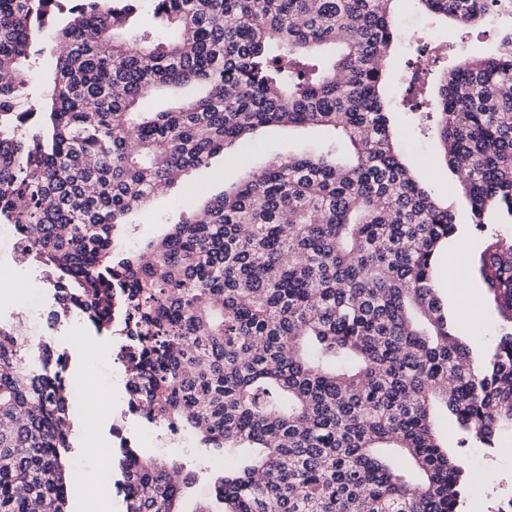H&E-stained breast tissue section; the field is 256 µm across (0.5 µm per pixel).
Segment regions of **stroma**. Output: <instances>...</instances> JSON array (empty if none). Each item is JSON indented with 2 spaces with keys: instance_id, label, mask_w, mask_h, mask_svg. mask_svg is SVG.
Here are the masks:
<instances>
[{
  "instance_id": "obj_1",
  "label": "stroma",
  "mask_w": 512,
  "mask_h": 512,
  "mask_svg": "<svg viewBox=\"0 0 512 512\" xmlns=\"http://www.w3.org/2000/svg\"><path fill=\"white\" fill-rule=\"evenodd\" d=\"M419 24L412 28L410 37L400 38L390 58L391 74L400 77L406 69L408 58L413 57L418 45L432 40L453 45L460 56H480L489 53L497 40L499 28L494 21H486L471 33L431 21L426 15H419ZM392 125L405 148V155L415 170L436 195L445 198L453 191V182L448 169L438 156L435 138L421 131L409 111L396 109ZM256 148L241 152L234 158L214 157L209 165L192 170L182 179L179 188L152 198L128 225V237L145 242L161 238L170 224L179 216L189 214L200 207L208 197L220 194L242 180L252 170L264 166L271 158L309 153L316 151L321 137L317 133L288 127H266L259 130L254 138ZM431 161V168H424V161ZM0 271L8 278L7 287L0 288V321L11 322L14 312L20 311L25 303L24 291L38 286L39 272L35 267L14 268L6 254L0 253ZM481 284L471 278L463 279L460 288L454 289L445 306L449 316L466 321L469 342L474 349L484 351L494 346L499 330L494 315L488 309L471 310V301L481 298ZM47 337L55 348L67 351L71 357L68 372L70 376L85 378L91 368L97 366V356L102 348H115L114 337L96 334L83 321H74L48 331ZM122 384H113L96 389L95 394L104 406L101 414L90 417L74 413L75 423L85 427L94 437L96 446L85 451L73 448L69 454L76 473L81 478L79 493L71 501V512H124L123 496L116 481V463L121 455L120 438L112 426L120 414L119 406L112 400L120 396ZM156 435L153 447L141 449L144 457L173 460L185 470L197 471L196 480L186 488L181 500L182 512H198L209 497L210 487L220 475L219 467H205L201 448L195 439L187 434H170L166 428L151 424L145 418H129L124 435L139 440L142 434ZM482 465L495 475L494 481L484 483L481 496H468L465 512H492L501 498L512 495V460L498 457L495 448L485 451Z\"/></svg>"
}]
</instances>
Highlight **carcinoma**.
Returning a JSON list of instances; mask_svg holds the SVG:
<instances>
[{
    "mask_svg": "<svg viewBox=\"0 0 512 512\" xmlns=\"http://www.w3.org/2000/svg\"><path fill=\"white\" fill-rule=\"evenodd\" d=\"M396 2L0 0V223L26 238L52 323L72 311L118 337L129 409L212 460L247 449L198 512H461L464 460L436 411L460 449L512 430V27L494 56L424 45L407 62L402 105L457 185L439 202L391 132ZM412 2L465 30L512 15V0ZM145 6L164 36H123ZM164 86L200 94L149 108ZM267 125L334 138L112 251L158 189ZM463 224L485 235L464 276L499 323L479 357L432 278ZM69 361L0 323V512H69ZM121 453L125 512H181L195 473Z\"/></svg>",
    "mask_w": 512,
    "mask_h": 512,
    "instance_id": "carcinoma-1",
    "label": "carcinoma"
}]
</instances>
